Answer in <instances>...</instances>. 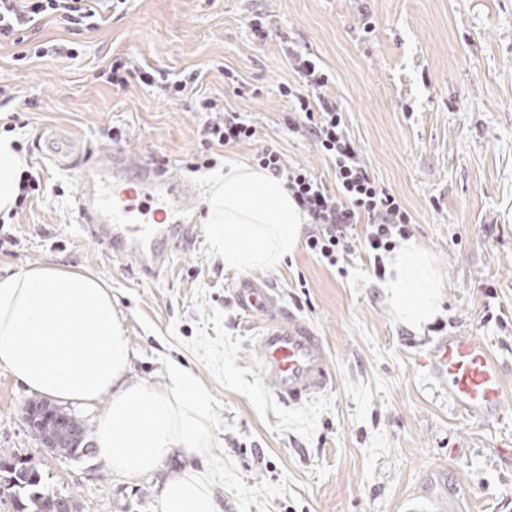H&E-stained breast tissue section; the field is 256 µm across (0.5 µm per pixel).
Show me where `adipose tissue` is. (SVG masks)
Returning a JSON list of instances; mask_svg holds the SVG:
<instances>
[{"label":"adipose tissue","instance_id":"1","mask_svg":"<svg viewBox=\"0 0 512 512\" xmlns=\"http://www.w3.org/2000/svg\"><path fill=\"white\" fill-rule=\"evenodd\" d=\"M27 168L13 138L0 134V213L16 205ZM207 224L225 265L265 269L296 251L307 216L284 182L246 162L229 166L206 198ZM442 281L415 245L386 265L385 294L400 320L419 330L440 313ZM130 349L99 277L51 264L0 275V367L28 390L87 405L108 399L95 438L115 475L146 476L170 454L206 459L214 442L210 401L191 370L168 368L163 386L133 382ZM159 512H222L204 470L167 478Z\"/></svg>","mask_w":512,"mask_h":512}]
</instances>
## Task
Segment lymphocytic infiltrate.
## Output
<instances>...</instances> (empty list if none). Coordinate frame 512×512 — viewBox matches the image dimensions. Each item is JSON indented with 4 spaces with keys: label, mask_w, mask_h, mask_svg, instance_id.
<instances>
[{
    "label": "lymphocytic infiltrate",
    "mask_w": 512,
    "mask_h": 512,
    "mask_svg": "<svg viewBox=\"0 0 512 512\" xmlns=\"http://www.w3.org/2000/svg\"><path fill=\"white\" fill-rule=\"evenodd\" d=\"M112 8V0H0V41L26 44L25 31L47 17L65 24L71 33L90 32L104 23L105 12ZM26 46L29 57L78 54L76 47L48 41ZM292 65L298 82L284 83L279 88L289 105L288 129L314 142L331 164L333 184H326L305 166L286 160L277 144L265 140L262 130L243 113L226 110L208 97L199 101L200 110L207 112L208 118L201 129V150L195 155V164L211 166L210 151L217 146L256 144L254 163L283 180L307 216L310 231L306 248L331 266L346 255L365 251L374 259L376 276L384 277L383 257L410 238L412 217L362 161L342 112L329 94V75L299 53L293 54ZM101 75L120 88L133 79L147 86L162 84L172 100L194 92L201 79L200 72L194 70L162 83L153 71L137 66L127 56L111 59Z\"/></svg>",
    "instance_id": "f902f5d3"
}]
</instances>
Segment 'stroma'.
I'll return each mask as SVG.
<instances>
[{"label":"stroma","mask_w":512,"mask_h":512,"mask_svg":"<svg viewBox=\"0 0 512 512\" xmlns=\"http://www.w3.org/2000/svg\"><path fill=\"white\" fill-rule=\"evenodd\" d=\"M265 17L266 39L250 17ZM39 40L75 39L77 58L19 60L0 44V86L18 113L12 135L41 187L0 224V274L51 263L89 272L112 290L131 350L128 379L160 384L191 369L211 400V483L223 512H512V399L484 422L456 411L419 365L439 336L482 337L507 369L512 395V0H128L100 29L72 35L50 21ZM297 50L330 71V93L368 169L414 219L411 240L443 282L441 313L404 326L366 254L343 268L305 247L260 270L283 306L325 340L333 387L289 407L262 388L254 345L261 314L243 315L209 236L177 239L155 277L94 241L76 208L82 168L120 146L197 186L205 200L226 164L253 147L217 148L188 167L206 119L195 98L153 87L117 90L98 77L127 53L168 75L199 69L201 95L262 126L286 159L333 174L312 141L289 134L278 92L295 80ZM32 394L0 368V448L30 460L47 488L77 492L82 512H159L171 455L153 475L112 474L100 457L49 455L21 407Z\"/></svg>","instance_id":"obj_1"}]
</instances>
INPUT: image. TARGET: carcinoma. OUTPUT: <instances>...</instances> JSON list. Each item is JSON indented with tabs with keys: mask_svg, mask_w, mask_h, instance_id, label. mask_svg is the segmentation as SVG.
I'll list each match as a JSON object with an SVG mask.
<instances>
[{
	"mask_svg": "<svg viewBox=\"0 0 512 512\" xmlns=\"http://www.w3.org/2000/svg\"><path fill=\"white\" fill-rule=\"evenodd\" d=\"M46 402L33 399L25 406V413L32 415L26 420L30 432L39 440L52 431L51 419H41L37 414ZM8 492L13 512H54V502L58 498L70 499L75 503V512H81L77 493L46 491L42 485V474L28 461L12 454H0V494Z\"/></svg>",
	"mask_w": 512,
	"mask_h": 512,
	"instance_id": "cac0c4a2",
	"label": "carcinoma"
}]
</instances>
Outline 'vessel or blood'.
I'll return each mask as SVG.
<instances>
[{
  "instance_id": "b4317fda",
  "label": "vessel or blood",
  "mask_w": 512,
  "mask_h": 512,
  "mask_svg": "<svg viewBox=\"0 0 512 512\" xmlns=\"http://www.w3.org/2000/svg\"><path fill=\"white\" fill-rule=\"evenodd\" d=\"M191 195L190 185L171 181L163 169L116 148L107 163L90 165L81 174L76 206L94 238L129 268L154 276L169 266L172 241L199 231L192 222ZM235 299L241 313L265 315L255 345L265 391L290 405L323 396L334 375L314 326L287 311L265 279L237 281ZM421 363L457 411L486 422L501 415L507 400L504 367L482 339L455 333L438 337Z\"/></svg>"
}]
</instances>
